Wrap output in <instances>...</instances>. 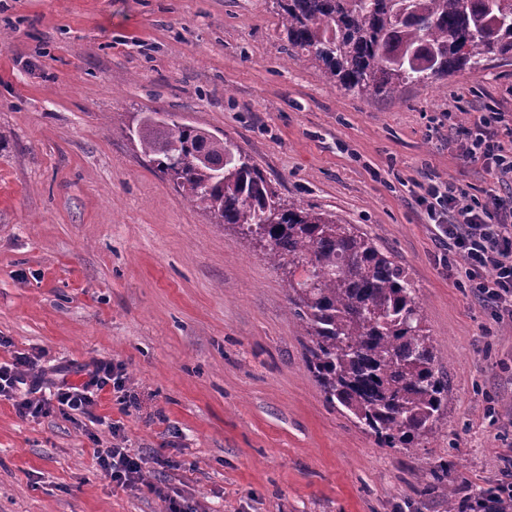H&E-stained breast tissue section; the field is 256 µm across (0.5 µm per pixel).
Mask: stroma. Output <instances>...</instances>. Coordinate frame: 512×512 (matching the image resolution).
I'll list each match as a JSON object with an SVG mask.
<instances>
[{
    "mask_svg": "<svg viewBox=\"0 0 512 512\" xmlns=\"http://www.w3.org/2000/svg\"><path fill=\"white\" fill-rule=\"evenodd\" d=\"M278 0H0V362L123 363L129 399L22 418L0 399V512H165L95 449L160 451L150 483L199 512H448L512 483V320L458 287L416 198L512 195L460 155L480 112L512 137V57L394 97L331 85ZM232 138L283 203L335 214L408 269L450 400L413 449L326 404L259 243L189 203L128 127L143 112ZM447 462L448 477L431 469Z\"/></svg>",
    "mask_w": 512,
    "mask_h": 512,
    "instance_id": "35a3bbf8",
    "label": "stroma"
}]
</instances>
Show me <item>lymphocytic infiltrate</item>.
Instances as JSON below:
<instances>
[{
  "instance_id": "obj_1",
  "label": "lymphocytic infiltrate",
  "mask_w": 512,
  "mask_h": 512,
  "mask_svg": "<svg viewBox=\"0 0 512 512\" xmlns=\"http://www.w3.org/2000/svg\"><path fill=\"white\" fill-rule=\"evenodd\" d=\"M496 113L474 118L464 131L463 156L483 161L497 177L512 175V147H505L491 131ZM418 205L434 223L448 251L460 261V287L473 289L500 314L512 318V202L491 195L482 202L467 201L452 184L430 183ZM78 380H71V373ZM129 377L124 364L94 359L71 370L67 365L44 366L38 356L15 354L0 362V398L13 401L20 416L37 418L57 411L91 415L105 389L124 395ZM100 468L113 483L126 489L144 487L145 461L119 445L95 452Z\"/></svg>"
}]
</instances>
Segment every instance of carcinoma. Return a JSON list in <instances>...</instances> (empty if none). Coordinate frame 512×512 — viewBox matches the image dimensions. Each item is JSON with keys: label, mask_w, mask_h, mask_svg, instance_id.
Returning a JSON list of instances; mask_svg holds the SVG:
<instances>
[{"label": "carcinoma", "mask_w": 512, "mask_h": 512, "mask_svg": "<svg viewBox=\"0 0 512 512\" xmlns=\"http://www.w3.org/2000/svg\"><path fill=\"white\" fill-rule=\"evenodd\" d=\"M288 44L321 62L334 86L393 95L453 75L480 56L512 55V0H281ZM184 198L266 246L273 267H308L288 283V312L308 341L307 367L330 406L381 448H414L448 407L406 269L351 224L284 206L232 139L149 112L129 128Z\"/></svg>", "instance_id": "carcinoma-1"}]
</instances>
